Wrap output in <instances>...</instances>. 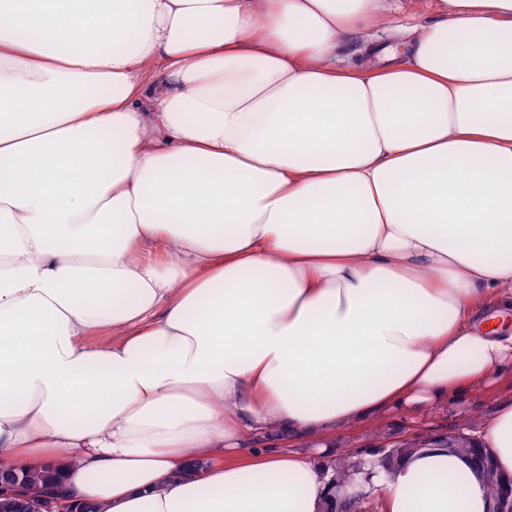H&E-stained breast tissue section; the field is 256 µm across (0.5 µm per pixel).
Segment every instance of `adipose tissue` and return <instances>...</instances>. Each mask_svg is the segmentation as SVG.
Masks as SVG:
<instances>
[{"instance_id":"ef3b65f1","label":"adipose tissue","mask_w":512,"mask_h":512,"mask_svg":"<svg viewBox=\"0 0 512 512\" xmlns=\"http://www.w3.org/2000/svg\"><path fill=\"white\" fill-rule=\"evenodd\" d=\"M0 0V476L318 512L326 443L512 369V0ZM365 40L373 66L347 65ZM483 442L512 477V403ZM381 512H488L433 438Z\"/></svg>"}]
</instances>
